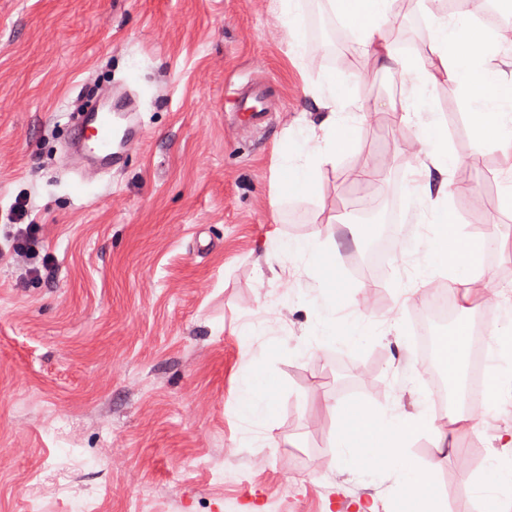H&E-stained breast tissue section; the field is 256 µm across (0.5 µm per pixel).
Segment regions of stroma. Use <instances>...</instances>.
I'll return each mask as SVG.
<instances>
[{"instance_id": "35a3bbf8", "label": "stroma", "mask_w": 512, "mask_h": 512, "mask_svg": "<svg viewBox=\"0 0 512 512\" xmlns=\"http://www.w3.org/2000/svg\"><path fill=\"white\" fill-rule=\"evenodd\" d=\"M279 14V0H0V512H399L394 470L339 466L335 408L431 404L414 336L430 286L452 278L428 266L437 208L497 242L450 327L492 344L512 325V150L477 148L469 100L442 72L419 113L383 122L375 105L395 99L399 72L373 52L355 69L294 53L313 22L340 25L328 0L291 27ZM441 16L415 0L402 35L383 37L426 55ZM105 82L138 93L144 138L122 171L84 180L59 164L65 115ZM252 82L272 100L257 128L226 106ZM428 121L449 153L479 156L467 193L430 166ZM336 123L348 151L315 194L289 196L283 155ZM369 168L366 190L355 176ZM369 194L384 216L399 201L416 243L367 277L356 261L385 229L355 211ZM20 200L36 226L27 254L12 248ZM313 238L336 268L332 307L317 264L275 257L277 240ZM328 315L359 334L321 343ZM254 362L277 384L261 429L236 411ZM478 423L411 445L448 512H478L469 475L512 461L497 441L512 399L482 404Z\"/></svg>"}]
</instances>
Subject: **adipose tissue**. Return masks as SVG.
<instances>
[{
    "label": "adipose tissue",
    "instance_id": "1",
    "mask_svg": "<svg viewBox=\"0 0 512 512\" xmlns=\"http://www.w3.org/2000/svg\"><path fill=\"white\" fill-rule=\"evenodd\" d=\"M394 0H329L332 10L356 32L357 47H372L385 69L397 68L411 77V86L402 97V111L417 104L419 89L431 81L436 67H443L448 77L460 83L474 104L480 120L475 125L480 145L502 149L512 147V114L498 111V82L494 73L481 66V46L470 37V24L460 21H440L434 27L429 45L436 61L418 59L410 63L400 58L394 48L381 42V29L389 24ZM349 145L345 131L334 132L326 146L303 143V161L284 166L288 192L306 195L316 191L323 164ZM435 226L434 246L430 262L436 268H451L460 284H467L481 270L489 235L468 242L466 234L449 232L448 210L439 208L432 215ZM500 348L489 351L490 364L485 374L483 397L495 402L512 397V336L500 339ZM470 340L466 327L460 326L441 336L437 357L446 378L460 384L468 358ZM276 387L267 379L260 366H253L247 385L237 397V411L253 425L269 421L274 413ZM340 448L339 463L349 469L357 463L368 467H390L397 471L406 488L405 500L409 512H446L445 502L427 475L426 465L409 453L413 440L420 434L436 432V417L432 410L422 409L413 415L366 405H340L336 408ZM470 483L486 500L491 512H512V467L498 457H490L487 465L472 474Z\"/></svg>",
    "mask_w": 512,
    "mask_h": 512
}]
</instances>
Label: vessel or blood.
I'll list each match as a JSON object with an SVG mask.
<instances>
[{
	"label": "vessel or blood",
	"instance_id": "1",
	"mask_svg": "<svg viewBox=\"0 0 512 512\" xmlns=\"http://www.w3.org/2000/svg\"><path fill=\"white\" fill-rule=\"evenodd\" d=\"M266 102V88L257 85L246 91H234L229 104L232 111L242 113L257 126ZM142 138L136 100L110 89L102 94L99 107L78 121L72 150L64 155L61 164L70 168L79 163L96 172L117 169L125 164L130 148Z\"/></svg>",
	"mask_w": 512,
	"mask_h": 512
}]
</instances>
